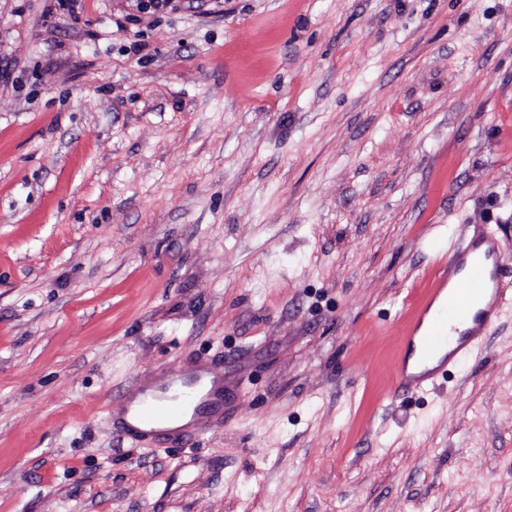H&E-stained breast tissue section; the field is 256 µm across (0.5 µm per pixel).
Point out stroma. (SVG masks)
Masks as SVG:
<instances>
[{"label": "stroma", "instance_id": "stroma-1", "mask_svg": "<svg viewBox=\"0 0 512 512\" xmlns=\"http://www.w3.org/2000/svg\"><path fill=\"white\" fill-rule=\"evenodd\" d=\"M468 224L512 243V0H0V512H512V306L387 395ZM193 363L204 432L105 416Z\"/></svg>", "mask_w": 512, "mask_h": 512}]
</instances>
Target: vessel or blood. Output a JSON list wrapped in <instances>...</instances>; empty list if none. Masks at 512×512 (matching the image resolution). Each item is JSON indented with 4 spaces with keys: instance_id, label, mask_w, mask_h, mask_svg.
<instances>
[{
    "instance_id": "obj_1",
    "label": "vessel or blood",
    "mask_w": 512,
    "mask_h": 512,
    "mask_svg": "<svg viewBox=\"0 0 512 512\" xmlns=\"http://www.w3.org/2000/svg\"><path fill=\"white\" fill-rule=\"evenodd\" d=\"M511 258L512 245L484 226L474 228L456 246L418 305L410 328L398 337L399 347L417 345L424 354L440 351L444 357L424 378L409 373L405 358L396 359L391 394L417 392L425 382L448 377L472 344L497 324L512 296L503 280ZM223 406V381L202 367L194 373L184 368L163 372L135 398L118 396L104 411L123 416L131 439L142 441L169 435L170 424L185 416L204 418Z\"/></svg>"
}]
</instances>
